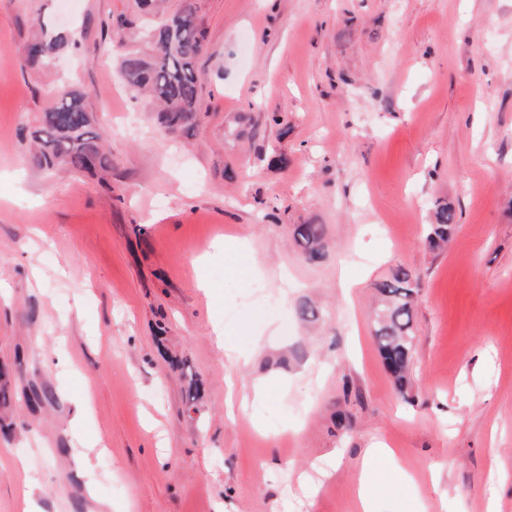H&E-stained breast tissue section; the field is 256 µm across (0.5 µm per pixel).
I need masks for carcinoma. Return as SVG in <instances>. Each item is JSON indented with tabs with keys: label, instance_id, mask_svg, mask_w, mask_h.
I'll list each match as a JSON object with an SVG mask.
<instances>
[{
	"label": "carcinoma",
	"instance_id": "1",
	"mask_svg": "<svg viewBox=\"0 0 512 512\" xmlns=\"http://www.w3.org/2000/svg\"><path fill=\"white\" fill-rule=\"evenodd\" d=\"M152 43L156 56L131 54L121 64L124 84L136 92L148 93L159 105L161 124L170 132L190 130L197 120L200 76L196 60L204 45L205 33L197 11L190 5L168 15L156 26L139 29L125 19L117 36L125 37L131 29ZM63 34L40 32L25 41L20 57L24 65L40 69L50 64L53 55L68 45ZM39 147L37 161L47 169L58 167L95 173L109 167L103 137L80 93H69L47 109L41 123L31 133ZM435 223L428 225L427 240L438 248L456 229L453 209L446 204L435 207ZM296 239L309 259L321 256L324 228L321 224H300ZM381 307L377 313L374 336L383 363L399 390L406 389L413 353V325L410 304L415 289L409 274L396 269L377 286Z\"/></svg>",
	"mask_w": 512,
	"mask_h": 512
}]
</instances>
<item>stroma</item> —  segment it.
Instances as JSON below:
<instances>
[{"label": "stroma", "mask_w": 512, "mask_h": 512, "mask_svg": "<svg viewBox=\"0 0 512 512\" xmlns=\"http://www.w3.org/2000/svg\"><path fill=\"white\" fill-rule=\"evenodd\" d=\"M188 3L201 115L173 137L118 72L145 49L111 33L134 0H0V512L28 483L43 512H87L71 453L97 437L121 512H358L378 443L421 490L373 489L374 512H512V0L163 8ZM37 16L79 40L45 70L17 52ZM72 89L106 172L34 160ZM300 224L323 225L319 259ZM399 267L417 288L403 393L373 333ZM216 323L247 364L228 368ZM261 377L228 407V381ZM435 224H428L427 240L433 248L441 247L448 243V239L455 231V214L453 209L446 204H438L434 212Z\"/></svg>", "instance_id": "35a3bbf8"}]
</instances>
